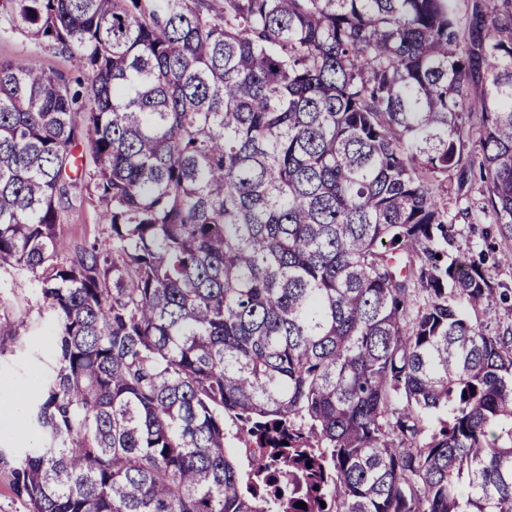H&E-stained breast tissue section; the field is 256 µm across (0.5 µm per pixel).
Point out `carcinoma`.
I'll list each match as a JSON object with an SVG mask.
<instances>
[{"instance_id": "carcinoma-1", "label": "carcinoma", "mask_w": 512, "mask_h": 512, "mask_svg": "<svg viewBox=\"0 0 512 512\" xmlns=\"http://www.w3.org/2000/svg\"><path fill=\"white\" fill-rule=\"evenodd\" d=\"M0 7L87 79L0 59V288L57 361L0 448L27 512H512V254L456 256L512 238V0ZM84 176L109 233L63 252ZM39 440L34 433L29 417L21 412L20 417L10 423L0 422V446L17 448L20 451L34 448Z\"/></svg>"}]
</instances>
